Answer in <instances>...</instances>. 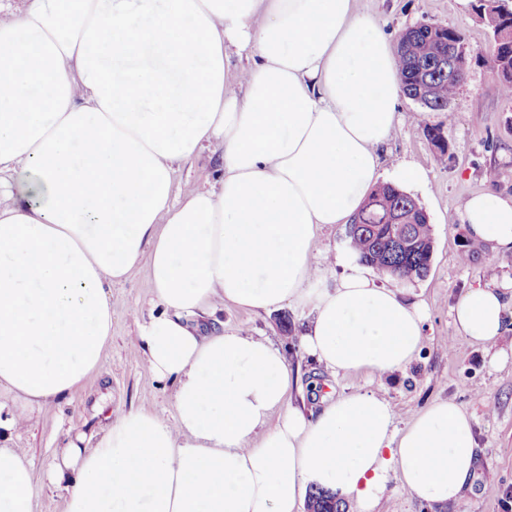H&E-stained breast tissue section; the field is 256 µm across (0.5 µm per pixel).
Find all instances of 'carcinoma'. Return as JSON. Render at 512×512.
I'll use <instances>...</instances> for the list:
<instances>
[{
  "label": "carcinoma",
  "mask_w": 512,
  "mask_h": 512,
  "mask_svg": "<svg viewBox=\"0 0 512 512\" xmlns=\"http://www.w3.org/2000/svg\"><path fill=\"white\" fill-rule=\"evenodd\" d=\"M485 8L496 13L499 23L512 26V0H495L491 6L478 5L480 10ZM459 37L460 32L455 29L421 23L409 28L405 39L400 41L397 60L404 94L410 98L418 96V77L427 79L433 89L431 104L426 106L430 111L447 110L448 102L457 90L456 82L448 77V44ZM491 53L497 63L496 72L504 77L500 82L501 90L512 97V40L492 41ZM423 133L439 156L448 155V144L443 142L440 128L426 126ZM354 218L360 225L348 230L347 236L361 263L383 268L386 275L398 279L403 275L419 276L428 272L431 257L425 245L433 240L432 227L407 192L392 184L381 183ZM396 219L412 228L414 245L404 251L390 247L389 224ZM306 510L346 512V505L335 494L316 489L308 495Z\"/></svg>",
  "instance_id": "1"
}]
</instances>
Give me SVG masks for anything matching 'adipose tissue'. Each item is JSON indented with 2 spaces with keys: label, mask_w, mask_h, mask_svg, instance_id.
Wrapping results in <instances>:
<instances>
[{
  "label": "adipose tissue",
  "mask_w": 512,
  "mask_h": 512,
  "mask_svg": "<svg viewBox=\"0 0 512 512\" xmlns=\"http://www.w3.org/2000/svg\"><path fill=\"white\" fill-rule=\"evenodd\" d=\"M243 51L249 66L230 70ZM400 91L391 36L353 0H23L0 19V388L20 400L7 429L98 371L112 286L143 260L160 310L145 359L176 387L172 419L131 409L67 449L65 512H300L310 486L374 512L392 469L430 505L470 489L474 417L452 400L401 430L371 391L308 414L273 343L187 322L288 302L310 310L301 343L334 374L412 363L418 304L357 264L328 281L313 259L317 231L377 185ZM210 144L223 180L174 191L176 165ZM459 212L512 253V196ZM511 306L512 284L474 286L454 323L491 346ZM32 481L24 449L0 445V512H30Z\"/></svg>",
  "instance_id": "obj_1"
}]
</instances>
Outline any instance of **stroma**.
<instances>
[{
	"mask_svg": "<svg viewBox=\"0 0 512 512\" xmlns=\"http://www.w3.org/2000/svg\"><path fill=\"white\" fill-rule=\"evenodd\" d=\"M476 2L355 0L356 13L374 18L392 37L420 23H435L465 34L469 49L467 81L447 110L425 111L401 97V123L383 148V172L404 162L421 169L424 180L410 193L427 211L435 242L426 278L410 282L375 277L378 284L399 288L423 308L424 340L412 364L381 376L333 375L301 346L309 313L287 303L259 313L228 304L221 312L189 319L204 333L221 325L282 349L298 375L292 401L304 412L318 411L350 392L371 390L389 401L401 426L436 399H453L474 415L481 454L471 489L439 508L409 496L393 473L376 512H512V324L491 348L460 335L451 317L452 305L467 288L493 273L512 276V253H497L471 240L458 212L460 201L473 194L512 196V98L502 93L492 70L489 30ZM427 126L441 128L449 145L446 157H438L424 137ZM222 173L221 152L212 148L181 163L175 186L206 188ZM313 253L318 262L331 263L335 276L343 273L345 263L357 260L342 224L323 229ZM147 276L142 263L113 286L112 340L99 371L57 405L34 411L13 441L33 464L32 512H64L65 492L54 483L52 472L69 444L94 447L110 420L131 409L166 419L172 414L174 386L150 371L140 340V328L154 310Z\"/></svg>",
	"mask_w": 512,
	"mask_h": 512,
	"instance_id": "35a3bbf8",
	"label": "stroma"
}]
</instances>
